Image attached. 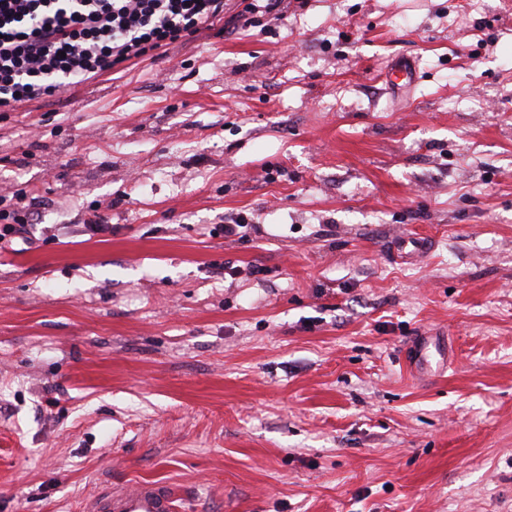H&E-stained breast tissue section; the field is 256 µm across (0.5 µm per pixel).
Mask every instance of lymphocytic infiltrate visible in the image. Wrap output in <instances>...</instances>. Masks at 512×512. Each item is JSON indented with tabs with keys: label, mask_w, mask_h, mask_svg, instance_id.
<instances>
[{
	"label": "lymphocytic infiltrate",
	"mask_w": 512,
	"mask_h": 512,
	"mask_svg": "<svg viewBox=\"0 0 512 512\" xmlns=\"http://www.w3.org/2000/svg\"><path fill=\"white\" fill-rule=\"evenodd\" d=\"M230 0H0V112L114 76L223 21Z\"/></svg>",
	"instance_id": "lymphocytic-infiltrate-1"
}]
</instances>
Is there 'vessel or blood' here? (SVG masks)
<instances>
[{
  "label": "vessel or blood",
  "instance_id": "1",
  "mask_svg": "<svg viewBox=\"0 0 512 512\" xmlns=\"http://www.w3.org/2000/svg\"><path fill=\"white\" fill-rule=\"evenodd\" d=\"M430 248L428 238L404 236L391 246L393 257L403 261L417 259ZM176 497L162 481L142 480L114 489L100 486L82 505V512H175Z\"/></svg>",
  "mask_w": 512,
  "mask_h": 512
}]
</instances>
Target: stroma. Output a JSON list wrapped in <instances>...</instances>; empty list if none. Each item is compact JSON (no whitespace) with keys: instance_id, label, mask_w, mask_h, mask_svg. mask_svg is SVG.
<instances>
[{"instance_id":"obj_1","label":"stroma","mask_w":512,"mask_h":512,"mask_svg":"<svg viewBox=\"0 0 512 512\" xmlns=\"http://www.w3.org/2000/svg\"><path fill=\"white\" fill-rule=\"evenodd\" d=\"M281 10L0 112V512H512V0ZM27 198V192L19 190L9 199L10 203L0 210L1 223L7 221L0 225V243L10 244L14 238L25 234L31 215ZM431 241L422 236H404L396 240L391 246L393 257L397 260L409 261L423 256L430 249ZM411 245L413 248L406 251ZM176 497L162 481L142 480L116 489L100 486L82 505V512H174Z\"/></svg>"}]
</instances>
